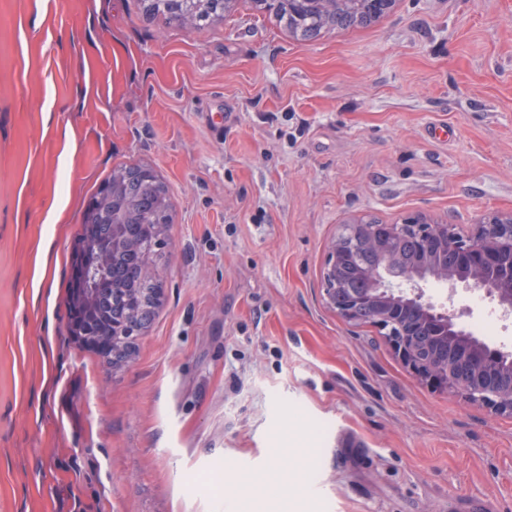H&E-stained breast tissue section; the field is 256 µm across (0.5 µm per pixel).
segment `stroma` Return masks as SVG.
<instances>
[{"instance_id":"obj_1","label":"stroma","mask_w":512,"mask_h":512,"mask_svg":"<svg viewBox=\"0 0 512 512\" xmlns=\"http://www.w3.org/2000/svg\"><path fill=\"white\" fill-rule=\"evenodd\" d=\"M153 168L170 219L130 357L74 343L89 200ZM512 211V0H396L310 41L252 0H0V512H512V416L325 305L358 216ZM168 3L171 11L180 17L190 18L200 13L208 15L204 19L195 20L193 23L208 21L210 19L209 15L224 14V0H169Z\"/></svg>"}]
</instances>
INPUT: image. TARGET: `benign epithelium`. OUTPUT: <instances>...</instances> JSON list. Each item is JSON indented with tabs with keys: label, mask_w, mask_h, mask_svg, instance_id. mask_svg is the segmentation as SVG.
Returning a JSON list of instances; mask_svg holds the SVG:
<instances>
[{
	"label": "benign epithelium",
	"mask_w": 512,
	"mask_h": 512,
	"mask_svg": "<svg viewBox=\"0 0 512 512\" xmlns=\"http://www.w3.org/2000/svg\"><path fill=\"white\" fill-rule=\"evenodd\" d=\"M396 0H361L364 13L377 18ZM344 0H266L268 9H285L295 17ZM180 17L200 13L224 14V0H169ZM158 177L147 167L126 168L103 187L112 194V221L88 204L80 253L74 259L75 285L69 307L76 322L112 305V328L85 324L82 335L112 348V361L129 357L133 336L148 327L160 303V290L135 298L120 296L134 281L150 278L139 247L136 223L159 205ZM360 239L379 256L372 268L358 271L366 281L359 292H341L336 282L353 256L349 239ZM99 254L103 272L87 274L86 252ZM430 281L448 286V307L438 308L425 298ZM322 283L329 310L352 324H372L413 374L443 389H453L470 402L481 403L499 414H512V350L492 347L456 321L454 297L458 289L478 293L496 304L504 318L512 317V211L495 213L463 235L457 225L407 216L392 224H374L363 216L344 223L331 241Z\"/></svg>",
	"instance_id": "benign-epithelium-1"
}]
</instances>
